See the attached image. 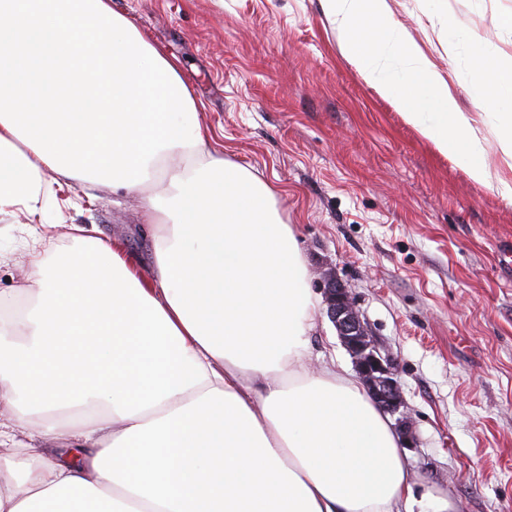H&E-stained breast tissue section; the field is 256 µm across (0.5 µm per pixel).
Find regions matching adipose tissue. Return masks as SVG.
<instances>
[{
    "instance_id": "1",
    "label": "adipose tissue",
    "mask_w": 512,
    "mask_h": 512,
    "mask_svg": "<svg viewBox=\"0 0 512 512\" xmlns=\"http://www.w3.org/2000/svg\"><path fill=\"white\" fill-rule=\"evenodd\" d=\"M364 78L474 181L494 122L512 170V57L479 54L476 109L388 0H320ZM177 60L112 0H0V216L49 183L144 199L153 263L74 225L0 296V512H401L397 437L347 369L307 366L318 302L272 189L211 147ZM72 438L82 464L17 433Z\"/></svg>"
}]
</instances>
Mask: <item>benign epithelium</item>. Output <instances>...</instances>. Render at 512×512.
<instances>
[{
    "label": "benign epithelium",
    "instance_id": "benign-epithelium-1",
    "mask_svg": "<svg viewBox=\"0 0 512 512\" xmlns=\"http://www.w3.org/2000/svg\"><path fill=\"white\" fill-rule=\"evenodd\" d=\"M328 315L338 335L351 353L359 375L377 407L389 414H399L398 427L405 438L411 437L412 422L403 411L393 366L376 351L369 339L360 312L348 289L340 282H327Z\"/></svg>",
    "mask_w": 512,
    "mask_h": 512
}]
</instances>
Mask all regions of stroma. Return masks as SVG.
<instances>
[{"instance_id":"stroma-1","label":"stroma","mask_w":512,"mask_h":512,"mask_svg":"<svg viewBox=\"0 0 512 512\" xmlns=\"http://www.w3.org/2000/svg\"><path fill=\"white\" fill-rule=\"evenodd\" d=\"M473 111L476 49L512 55V0H389ZM181 65L195 120L277 191L324 296L336 277L392 361L414 423L413 512H512V198L474 182L408 126L346 56L318 0H112ZM143 193L52 186L38 221L59 247L93 224L149 263ZM30 218L0 219V293L25 288ZM312 366L353 360L327 314Z\"/></svg>"}]
</instances>
